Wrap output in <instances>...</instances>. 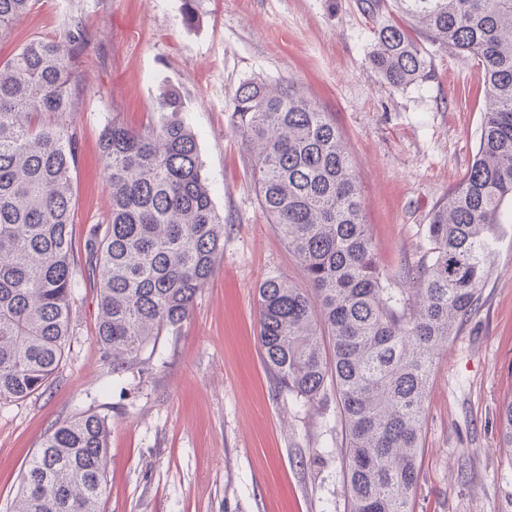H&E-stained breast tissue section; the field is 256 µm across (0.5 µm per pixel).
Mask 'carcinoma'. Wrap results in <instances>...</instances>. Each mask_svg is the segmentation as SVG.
Listing matches in <instances>:
<instances>
[{"instance_id":"obj_1","label":"carcinoma","mask_w":512,"mask_h":512,"mask_svg":"<svg viewBox=\"0 0 512 512\" xmlns=\"http://www.w3.org/2000/svg\"><path fill=\"white\" fill-rule=\"evenodd\" d=\"M36 2L0 0V35ZM393 2L432 43L475 60L488 97L472 165L428 225L433 261L406 275L411 291L391 287L375 264L353 159L329 115L292 82L249 79L231 102L260 206L307 282L260 285L264 362L298 398L336 393L350 512H411L434 358L478 308L494 227L512 201V0ZM376 39L369 62L388 87L424 76L425 56L401 25L382 26ZM91 40L83 23H70L0 60V402L37 394L59 369L77 274L97 286L95 340L121 373L187 318L224 251V215L170 89L157 101L170 113L160 127L103 128L112 208L77 248V139L63 117L75 111ZM107 441L98 413L56 426L25 466L9 512H100ZM498 443L512 451V400L499 410Z\"/></svg>"}]
</instances>
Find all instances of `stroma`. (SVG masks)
<instances>
[{
  "mask_svg": "<svg viewBox=\"0 0 512 512\" xmlns=\"http://www.w3.org/2000/svg\"><path fill=\"white\" fill-rule=\"evenodd\" d=\"M39 0L0 58L35 35L82 17L93 34L72 123L76 222L84 243L111 211L99 147L111 121L162 124L157 97L182 94L224 252L176 332L138 368L113 375L95 341L96 289L80 282L72 334L52 383L0 403V512L27 461L73 414L109 416L100 512H348L345 433L334 393L309 403L278 389L259 341L258 288L281 276L303 284L297 258L262 210L253 162L231 126L241 83L292 81L344 135L360 185L375 261L392 287L430 265L426 231L462 182L486 109L481 68L417 35L424 77L394 90L371 68L375 34L392 5L361 0ZM493 271L475 313L439 351L425 403L413 512H512V457L498 446L499 408L512 399V223L496 225Z\"/></svg>",
  "mask_w": 512,
  "mask_h": 512,
  "instance_id": "1",
  "label": "stroma"
}]
</instances>
